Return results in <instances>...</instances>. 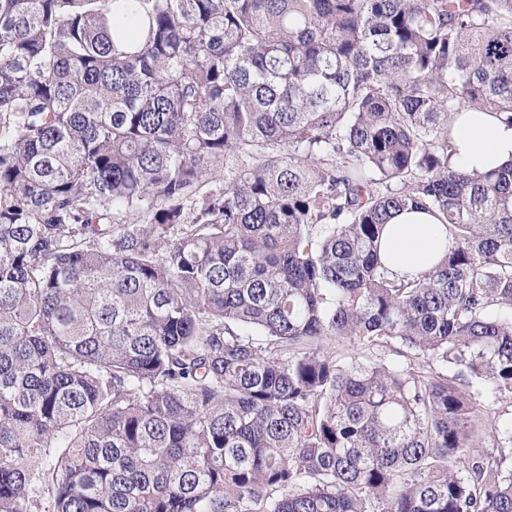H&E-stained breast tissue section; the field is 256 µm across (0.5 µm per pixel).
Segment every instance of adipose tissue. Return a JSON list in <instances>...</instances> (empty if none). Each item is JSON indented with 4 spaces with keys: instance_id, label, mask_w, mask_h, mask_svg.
I'll return each instance as SVG.
<instances>
[{
    "instance_id": "1",
    "label": "adipose tissue",
    "mask_w": 512,
    "mask_h": 512,
    "mask_svg": "<svg viewBox=\"0 0 512 512\" xmlns=\"http://www.w3.org/2000/svg\"><path fill=\"white\" fill-rule=\"evenodd\" d=\"M450 149L452 165L469 171L512 163V125L487 112H460L453 119ZM450 245L439 219L426 211L394 214L381 241L390 270L399 275L427 271Z\"/></svg>"
}]
</instances>
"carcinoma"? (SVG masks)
<instances>
[{"label": "carcinoma", "instance_id": "obj_1", "mask_svg": "<svg viewBox=\"0 0 512 512\" xmlns=\"http://www.w3.org/2000/svg\"><path fill=\"white\" fill-rule=\"evenodd\" d=\"M463 108L512 124V0H0V512H512ZM450 245L451 241L439 219L426 211H400L394 214L381 241L388 267L398 275L427 271Z\"/></svg>", "mask_w": 512, "mask_h": 512}]
</instances>
